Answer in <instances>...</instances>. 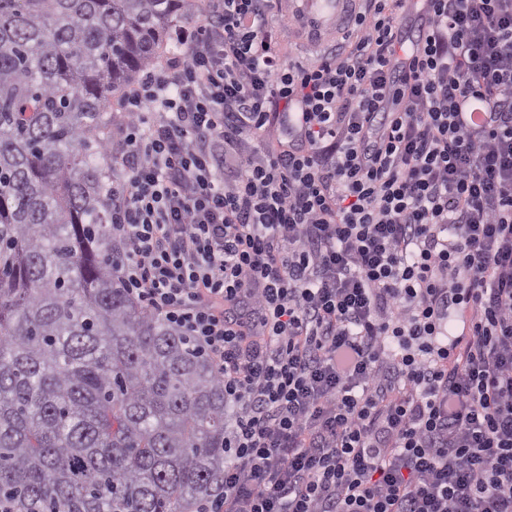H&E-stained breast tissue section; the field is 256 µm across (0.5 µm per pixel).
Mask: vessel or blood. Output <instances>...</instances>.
Segmentation results:
<instances>
[{"instance_id": "1", "label": "vessel or blood", "mask_w": 512, "mask_h": 512, "mask_svg": "<svg viewBox=\"0 0 512 512\" xmlns=\"http://www.w3.org/2000/svg\"><path fill=\"white\" fill-rule=\"evenodd\" d=\"M359 0H288V15L293 18L307 39L322 43L331 31L347 28Z\"/></svg>"}]
</instances>
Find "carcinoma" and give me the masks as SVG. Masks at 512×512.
Here are the masks:
<instances>
[{
  "label": "carcinoma",
  "mask_w": 512,
  "mask_h": 512,
  "mask_svg": "<svg viewBox=\"0 0 512 512\" xmlns=\"http://www.w3.org/2000/svg\"><path fill=\"white\" fill-rule=\"evenodd\" d=\"M205 0H0V512H191L224 383L112 270V98Z\"/></svg>",
  "instance_id": "carcinoma-1"
}]
</instances>
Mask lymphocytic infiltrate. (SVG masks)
<instances>
[{"label": "lymphocytic infiltrate", "mask_w": 512, "mask_h": 512, "mask_svg": "<svg viewBox=\"0 0 512 512\" xmlns=\"http://www.w3.org/2000/svg\"><path fill=\"white\" fill-rule=\"evenodd\" d=\"M405 3L287 63L212 0L122 98L113 269L224 384L195 512H512V0Z\"/></svg>", "instance_id": "obj_1"}]
</instances>
